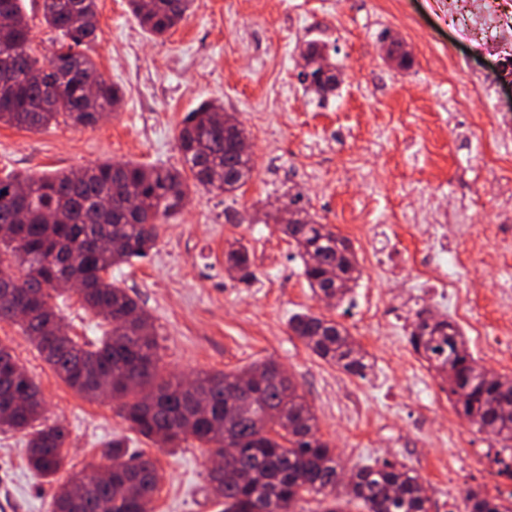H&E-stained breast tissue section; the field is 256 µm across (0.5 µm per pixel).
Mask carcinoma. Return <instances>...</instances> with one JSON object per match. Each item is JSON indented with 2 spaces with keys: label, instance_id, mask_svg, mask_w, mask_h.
<instances>
[{
  "label": "carcinoma",
  "instance_id": "obj_1",
  "mask_svg": "<svg viewBox=\"0 0 512 512\" xmlns=\"http://www.w3.org/2000/svg\"><path fill=\"white\" fill-rule=\"evenodd\" d=\"M23 0H0V123L39 130L63 121L76 128L97 123L117 110L122 92L103 78L96 63L77 48L98 37L96 0H41L43 22L58 32L59 44L45 62L32 53V27ZM194 0H129L139 24L162 36L181 22ZM96 84L95 93L87 86ZM224 108L204 101L186 113L178 134L179 168L131 162L94 164L83 173L0 178V322L18 323L61 379L88 399L107 393L124 400L129 428L162 448L197 441L209 455L235 453L224 468L209 470L208 482L220 512H295L305 495L321 512H344V500L329 496L337 486L334 448L318 436L317 417L281 366L266 360L237 372L201 373L193 385L158 376L159 344L151 317L125 289L108 279L112 267L144 258L155 247L159 226L178 214L194 186L233 194L249 180L254 159L236 149L224 128ZM194 179L188 184L184 173ZM294 244L302 275L316 296L332 283L333 267L355 282L361 271L347 241L327 225L281 224ZM227 269L250 281L249 251L225 255ZM81 282L84 308L107 329L96 343L81 344L52 304V294L72 279ZM415 312L410 343L448 384L457 413L512 451V415L497 410L512 393V379L485 375L461 328L448 318L430 323ZM289 329L319 358L365 375L367 353L333 319L308 310L293 314ZM259 372L254 402L241 408L229 389ZM44 401L30 373L11 348L0 344V427L28 432V466L44 478L63 464L67 432L57 423L37 424ZM108 481L95 479L96 466L75 472L54 494L51 512H144L161 475L152 461L129 454L119 440L102 449ZM80 481L74 497L69 484ZM350 499L367 512H429V497L404 464L385 460L359 469L347 485ZM468 512H512V495L466 494Z\"/></svg>",
  "mask_w": 512,
  "mask_h": 512
}]
</instances>
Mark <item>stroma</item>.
<instances>
[{
	"mask_svg": "<svg viewBox=\"0 0 512 512\" xmlns=\"http://www.w3.org/2000/svg\"><path fill=\"white\" fill-rule=\"evenodd\" d=\"M98 4V37L86 51L121 88L120 108L79 129L0 124V177L104 161L176 167L186 113L205 100L223 105L249 136L250 179L232 195L191 191L176 219L161 225L150 255L112 271L159 332L160 375L188 379L274 360L312 406L344 471L384 459L403 463L427 488L429 512H464L467 491L489 488L497 445L456 413L441 378L413 350L415 312L430 300L413 298L373 264L363 230L392 225L398 262L438 279L443 270L425 265L424 244L459 203L512 225V208L499 206L512 187V121L488 126L478 102L461 109L451 95L464 83L493 85L499 112L512 114L503 59L470 53L463 19L449 18L441 0H196L161 37L140 27L127 0ZM390 35L404 44L410 67L386 59ZM311 43L326 47L340 74L335 94L322 102L299 78V52ZM452 58L466 60V68L449 73ZM484 152L497 154V176L481 170ZM295 194L357 256L361 276L344 304L313 296L293 244L271 217ZM238 243L251 256L255 277L247 283L224 264ZM502 273L488 254L456 282L480 298L487 327L501 312L492 292ZM55 303L76 341H95L98 320L77 295L62 293ZM383 306L403 312L401 327L371 328L369 315ZM305 310L349 330L368 355L365 375L326 363L294 336L288 319ZM0 343L34 378L47 421L68 431L65 463L49 484L27 466L25 434L0 431V512H50L56 487L99 462L102 442L112 438L150 457L162 474L152 512H218L205 492L208 452L196 441L171 450L131 430L116 401L73 391L19 325L0 322ZM453 469L463 480L452 505Z\"/></svg>",
	"mask_w": 512,
	"mask_h": 512,
	"instance_id": "stroma-1",
	"label": "stroma"
}]
</instances>
